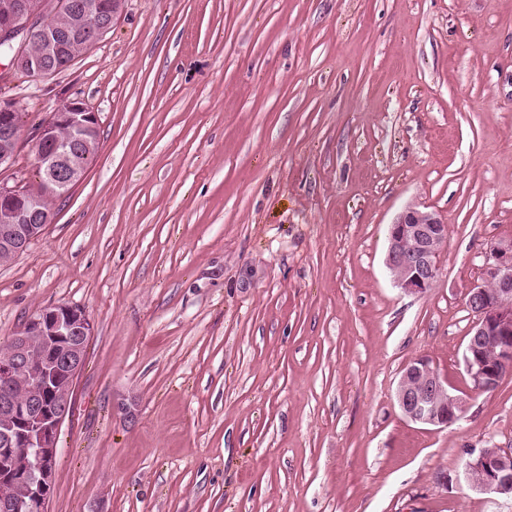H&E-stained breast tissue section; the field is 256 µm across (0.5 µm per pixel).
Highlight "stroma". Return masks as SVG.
Segmentation results:
<instances>
[{
	"label": "stroma",
	"mask_w": 512,
	"mask_h": 512,
	"mask_svg": "<svg viewBox=\"0 0 512 512\" xmlns=\"http://www.w3.org/2000/svg\"><path fill=\"white\" fill-rule=\"evenodd\" d=\"M0 89L25 134L67 97L95 163L0 264V348L33 312L92 323L47 512H512L467 451L512 448V374L476 393L465 302L512 239V0H123L61 73ZM445 217L423 296L384 265L404 208ZM427 357L467 409L406 421Z\"/></svg>",
	"instance_id": "obj_1"
}]
</instances>
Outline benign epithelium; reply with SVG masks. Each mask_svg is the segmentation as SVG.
<instances>
[{"label": "benign epithelium", "instance_id": "benign-epithelium-1", "mask_svg": "<svg viewBox=\"0 0 512 512\" xmlns=\"http://www.w3.org/2000/svg\"><path fill=\"white\" fill-rule=\"evenodd\" d=\"M69 11L94 12L98 35L112 28L119 4L95 0L68 3ZM20 37L38 41L41 52L13 57V68L31 77L54 74L75 47L89 49L81 25L58 24L39 0H0V42ZM17 108L0 105V166L11 164L20 142ZM99 131L96 112L81 99L67 98L35 130L37 189L0 183V254L16 257L48 224L52 202L66 196L85 171L71 163L76 148ZM448 242L447 221L428 208L409 207L388 225L386 266L394 285L422 295L439 277ZM473 317L463 361L473 389L492 386L497 363L512 360V240H499L484 253L480 282L469 289ZM91 321L79 306L57 305L31 314L6 350L0 351V512H46L54 487L61 428L72 410V386L85 361ZM21 394H16V384ZM395 400L417 424L449 427L467 401L448 390L425 357L404 367ZM465 468L476 490L512 498V448H471Z\"/></svg>", "mask_w": 512, "mask_h": 512}]
</instances>
